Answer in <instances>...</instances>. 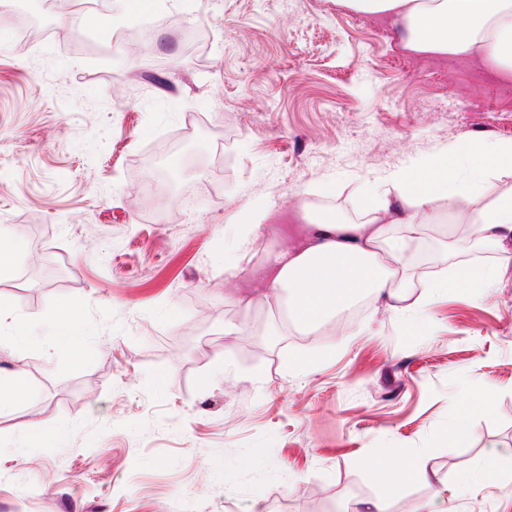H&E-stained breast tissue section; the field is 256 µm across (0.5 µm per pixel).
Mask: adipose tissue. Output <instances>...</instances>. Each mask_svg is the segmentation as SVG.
<instances>
[{
  "label": "adipose tissue",
  "mask_w": 512,
  "mask_h": 512,
  "mask_svg": "<svg viewBox=\"0 0 512 512\" xmlns=\"http://www.w3.org/2000/svg\"><path fill=\"white\" fill-rule=\"evenodd\" d=\"M395 17L406 48L475 56L512 74V0H342ZM362 222L317 218L308 236L266 260L267 303H287L293 324L312 331L361 296L398 298L412 281L422 225L451 219L491 245L512 234V140L464 139L388 172L366 195Z\"/></svg>",
  "instance_id": "ef3b65f1"
}]
</instances>
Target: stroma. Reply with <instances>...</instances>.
<instances>
[{
	"mask_svg": "<svg viewBox=\"0 0 512 512\" xmlns=\"http://www.w3.org/2000/svg\"><path fill=\"white\" fill-rule=\"evenodd\" d=\"M89 2L62 40L47 0H0V19L37 18L0 37V246L28 229L0 272L20 318L0 371L28 385L0 411V512H343L397 463L436 479L399 483L388 512H512L500 249L424 225L414 283L481 265L497 272L485 298L458 284L416 311L414 286L407 317L374 299L310 333L263 302L264 273L224 275L256 199L287 247L301 202L359 214L388 170L512 139V75L412 52L394 19L342 0H159L133 68L122 31L149 0ZM69 308L78 359L56 334Z\"/></svg>",
	"mask_w": 512,
	"mask_h": 512,
	"instance_id": "obj_1",
	"label": "stroma"
}]
</instances>
